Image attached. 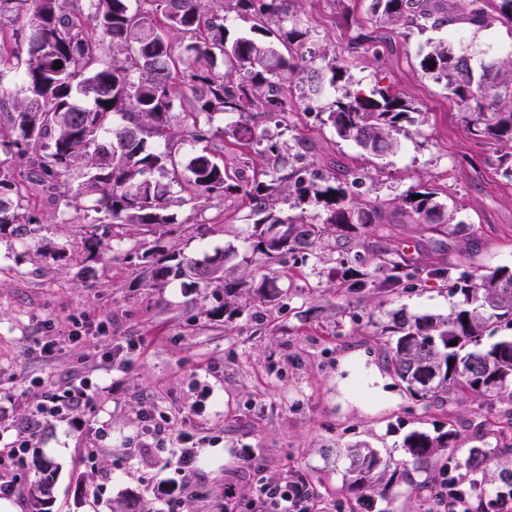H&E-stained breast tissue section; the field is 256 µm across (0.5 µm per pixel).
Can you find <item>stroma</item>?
Masks as SVG:
<instances>
[{
  "mask_svg": "<svg viewBox=\"0 0 512 512\" xmlns=\"http://www.w3.org/2000/svg\"><path fill=\"white\" fill-rule=\"evenodd\" d=\"M371 6L372 0H289L288 14L314 29L317 45L336 51L353 89H386L412 104L398 150L364 156L338 138L318 116L332 101L328 95L298 103L287 123L264 122L266 136L307 141V159L319 168H359L358 193L385 203L380 233L405 259L478 274L512 267V175L498 169L495 145L467 131L443 85L418 66L429 39L449 38L447 30L376 26L371 41L357 42L353 22L370 19ZM455 30V53L475 66L512 45L505 20ZM428 188L457 209L455 233L407 216L402 199ZM28 201L35 223L0 227V445L20 428L33 437L9 499L13 512H31L36 456L55 471L50 512H165L143 477L177 484L182 475L165 449L143 447L149 413L167 428L205 439L180 512H224L228 485L238 512H247L254 462L272 480L303 476L335 512H366L364 499L343 487L337 445L364 441L407 465L406 434L451 422L460 437L447 451V470L417 473L424 492L397 484L379 487L375 498L377 512H432L442 482L472 480L464 465L470 448L492 452L512 435L505 404L487 410L469 399L415 401L386 364L378 324L396 311L448 313L458 298L447 281L408 283L393 294L351 292L338 287L316 251L302 261L285 259L277 285L292 295L287 307L261 318L246 309L230 315L223 290L213 285L153 284L143 258L152 236L91 223L36 187ZM169 212L176 225L162 239L165 251L201 263L220 257L229 269L250 254L240 199ZM82 379L100 390L77 409L79 425L37 415L45 390Z\"/></svg>",
  "mask_w": 512,
  "mask_h": 512,
  "instance_id": "1",
  "label": "stroma"
}]
</instances>
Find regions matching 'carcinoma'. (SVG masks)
<instances>
[{
    "label": "carcinoma",
    "instance_id": "carcinoma-1",
    "mask_svg": "<svg viewBox=\"0 0 512 512\" xmlns=\"http://www.w3.org/2000/svg\"><path fill=\"white\" fill-rule=\"evenodd\" d=\"M460 17L439 0H373L383 24L404 23L423 32L461 20L487 27L499 18L512 21V0H458ZM286 0H0L4 19H23L10 43L0 44V90L18 86L11 96L13 124L0 128V151L26 160L16 172L0 160V187H13L15 201L0 200V224H30L21 179L43 187L65 207L94 212L100 224H120L155 237L144 254L155 283L171 279L224 285V309H239L246 297L284 305L288 293L267 274L233 277L224 261L200 264L181 253H163L159 243L171 233L168 208L237 195L247 202L253 221L252 253L278 265L286 257L305 258L322 247L325 235L346 247L338 251L335 277L353 291H395L406 278L452 277L442 263L412 266L397 251L370 244L383 223V206L360 201L350 187L359 176L339 179L307 161L310 146L270 142L258 124L236 123L234 145L266 158L257 170L243 160L234 171L224 163V131L212 127L216 114L288 117L297 101L336 87L347 73L327 48H308L310 30L288 18ZM254 22L262 38H225L230 15ZM288 23L283 28L282 23ZM286 51H281L280 46ZM62 68H54L55 64ZM419 68L444 84L463 111L475 137L499 145L497 167L512 173V52L480 63L455 54L448 41L429 43ZM411 105L398 94L345 92L324 110L325 124L337 137L364 153L394 152ZM157 146H148V140ZM204 144L201 153L180 156V149ZM161 175L179 187L169 195ZM403 198L415 224L441 222L454 233L457 211L443 212L435 192ZM300 212L287 219L277 206ZM324 212L316 223L307 209ZM455 307L446 315L406 318L399 313L381 333L389 336L392 370L416 401L468 396L488 406L512 404V336L486 346L492 326L512 329V268L486 274L463 273L454 279ZM457 345H451V342ZM459 433L446 427L413 430L403 448L418 468L442 462L441 451L456 447ZM346 488L354 494L375 490L376 482L412 484L408 469L387 461L367 446L347 449ZM39 477L31 485L32 512H49L53 471L33 458Z\"/></svg>",
    "mask_w": 512,
    "mask_h": 512
}]
</instances>
